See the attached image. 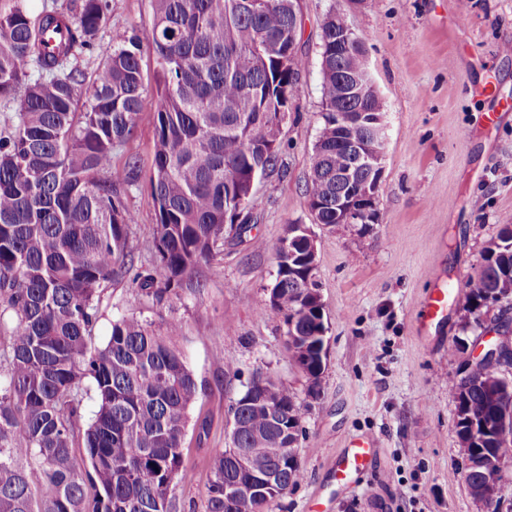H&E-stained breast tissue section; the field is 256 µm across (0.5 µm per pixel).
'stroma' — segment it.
<instances>
[{"label": "stroma", "instance_id": "35a3bbf8", "mask_svg": "<svg viewBox=\"0 0 512 512\" xmlns=\"http://www.w3.org/2000/svg\"><path fill=\"white\" fill-rule=\"evenodd\" d=\"M109 20L93 55L78 65L93 74L116 36L135 32L142 44L147 89L157 70L149 49L151 0H111ZM298 51L308 59L299 93L282 126L275 171L256 185L244 218L250 229L225 230L191 282L159 305L130 278L107 284L91 334L103 344L113 320L137 315L173 337L202 385L189 412L185 467L171 486L179 512H207V462L230 444V407L259 372L303 398L298 452L303 479L270 512H485L468 493L448 388L465 375L469 356L449 357L500 324L512 326V296L477 314L461 284L481 262L500 225L512 224V113L494 125L477 88L492 80L512 100V0H300ZM343 11L366 42L371 77L386 105L388 140L373 224H317L305 187L321 125L322 23ZM152 112H143L134 139L116 150L139 159L128 206L135 213L130 243L136 266L158 262L156 211L149 187ZM310 226L317 245V282L327 327V361L319 394L288 353L282 317L262 315L276 278L274 248L289 225ZM454 293L446 316L423 322L433 288ZM236 365L225 370L223 358ZM374 438L380 455L346 490L329 471L336 449Z\"/></svg>", "mask_w": 512, "mask_h": 512}]
</instances>
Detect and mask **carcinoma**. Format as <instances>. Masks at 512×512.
Listing matches in <instances>:
<instances>
[{"mask_svg": "<svg viewBox=\"0 0 512 512\" xmlns=\"http://www.w3.org/2000/svg\"><path fill=\"white\" fill-rule=\"evenodd\" d=\"M293 0H152L150 48L156 96L145 94L140 45L124 36L86 81L70 65L93 50L107 21V0L32 13L24 0H0V99L17 103L0 130V512H177L170 487L184 462L188 411L201 385L166 335L132 314L112 322L105 344L91 329L102 288L134 273L136 288L158 304L209 260L234 211L254 198L252 172L278 162L279 136L298 92L306 57L288 46ZM320 56L322 125L306 184L317 224L336 223L338 172L347 157L336 144L347 130L336 110L350 106L341 79L360 69L362 47L336 57V17L324 21ZM37 66L39 79L29 80ZM152 107L155 142L150 185L159 263L134 268L135 215L128 187L138 175L129 155L113 164L117 144L133 140ZM309 244L288 243L289 274L276 278L262 312L280 315L289 355L317 395L323 373L324 315ZM512 284V224L482 251L464 294L471 309L506 295ZM263 389L282 409L273 415L247 388L233 407L231 449L209 461L207 512H268L303 473L297 448L302 402L272 378ZM512 378L488 365L448 388L455 431L473 423L512 433ZM95 411L85 419L84 402ZM83 440V448L75 440ZM492 456L489 471L482 459ZM512 440L486 432L464 470L469 492L494 480L497 500L512 499L500 463ZM275 476L248 498L231 497L240 459Z\"/></svg>", "mask_w": 512, "mask_h": 512, "instance_id": "1", "label": "carcinoma"}]
</instances>
